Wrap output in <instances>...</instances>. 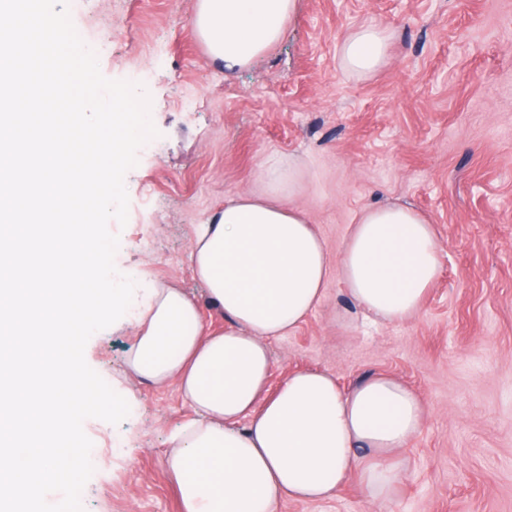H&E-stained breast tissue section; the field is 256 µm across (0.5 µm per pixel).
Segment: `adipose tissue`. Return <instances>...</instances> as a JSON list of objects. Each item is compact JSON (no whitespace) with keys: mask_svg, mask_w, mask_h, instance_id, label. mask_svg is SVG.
<instances>
[{"mask_svg":"<svg viewBox=\"0 0 512 512\" xmlns=\"http://www.w3.org/2000/svg\"><path fill=\"white\" fill-rule=\"evenodd\" d=\"M296 2L197 0L191 23L210 58L234 71L279 42ZM387 46L381 29L359 27L339 47L341 65L368 75ZM301 180L297 162L270 156L256 190L197 228L191 269L223 328L209 330L173 286L145 289L134 316L129 368L155 386L176 384L196 413L174 430L165 459L180 512H277L287 498L332 497L356 473L370 497L390 496L404 474L398 452L425 422V403L384 374L344 390L324 372L299 370L269 391V341L320 304L329 273L368 315L397 323L418 314L441 269L433 224L397 203L363 208L330 259L314 224L285 202Z\"/></svg>","mask_w":512,"mask_h":512,"instance_id":"1","label":"adipose tissue"}]
</instances>
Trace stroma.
Listing matches in <instances>:
<instances>
[{
    "label": "stroma",
    "mask_w": 512,
    "mask_h": 512,
    "mask_svg": "<svg viewBox=\"0 0 512 512\" xmlns=\"http://www.w3.org/2000/svg\"><path fill=\"white\" fill-rule=\"evenodd\" d=\"M196 0H68L104 77L140 84L159 132L125 175L126 225L115 267L136 286L174 284L206 325L224 324L193 279L197 225L254 190L262 161L295 158L289 200L337 254L364 207L400 203L434 224L441 274L419 314L371 323L329 275L320 305L273 340L268 388L318 369L349 388L394 376L428 407L400 452L393 497L367 498L360 475L322 501L277 512H512V0H297L280 42L225 71L193 33ZM389 37L380 69L356 76L338 48L363 25ZM201 108L187 110V95ZM128 317L94 333L85 360L130 412L90 418L94 472L83 512H180L165 469L173 430L194 416L176 385L158 389L125 365Z\"/></svg>",
    "instance_id": "35a3bbf8"
}]
</instances>
